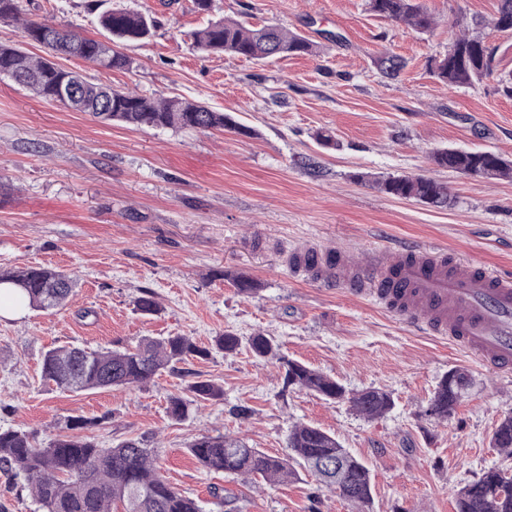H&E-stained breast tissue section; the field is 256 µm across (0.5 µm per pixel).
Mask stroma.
<instances>
[{"label": "stroma", "instance_id": "1", "mask_svg": "<svg viewBox=\"0 0 512 512\" xmlns=\"http://www.w3.org/2000/svg\"><path fill=\"white\" fill-rule=\"evenodd\" d=\"M88 2L20 6L29 20L95 37ZM419 2L438 22L432 31L379 17L368 0H212L207 14L194 0H106L158 21L151 38L127 47L131 69L56 59L92 82L231 114L250 128L247 136L107 122L0 78V268L45 266L76 280L62 309L0 315V429L44 445L69 417L99 419L89 431L96 442L137 439L155 449L161 474L202 512H228L211 494L216 487L238 496L239 512H352L307 475L251 487L204 470L189 451L203 435H240L282 455L294 424L330 431L369 466L373 512H456L457 487L492 467L512 469L491 443L512 414V374L489 371L447 338L344 286L294 278L282 261L306 245L369 253L407 244L512 270V180L468 177L431 161L444 148L512 161V31L477 28L497 49L494 73L451 88L432 74L448 51L449 20L491 18L498 0ZM220 17L282 26L318 51L262 63L195 51L191 32ZM385 51L406 62L392 80L375 64ZM321 132L334 147L318 145ZM366 172L441 180L452 202L441 210L393 198L361 181ZM238 276L256 291L240 294ZM148 291L159 314L135 309ZM227 330L269 334L289 359L351 393L384 389L394 406L370 420L348 402L284 389L283 368L245 348L188 359L133 389L73 393L41 378L43 355L55 346H132L184 334L210 348ZM454 367L473 384L440 421L426 409ZM199 376L221 385L223 400L171 419L169 397ZM0 512H42L24 475L0 468Z\"/></svg>", "mask_w": 512, "mask_h": 512}]
</instances>
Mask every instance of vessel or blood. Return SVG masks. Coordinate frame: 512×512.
I'll use <instances>...</instances> for the list:
<instances>
[{"instance_id":"1","label":"vessel or blood","mask_w":512,"mask_h":512,"mask_svg":"<svg viewBox=\"0 0 512 512\" xmlns=\"http://www.w3.org/2000/svg\"><path fill=\"white\" fill-rule=\"evenodd\" d=\"M283 262L298 279L346 281L355 294L402 311L482 365L512 370L510 274L413 246L384 247L364 259L303 246L290 250Z\"/></svg>"}]
</instances>
